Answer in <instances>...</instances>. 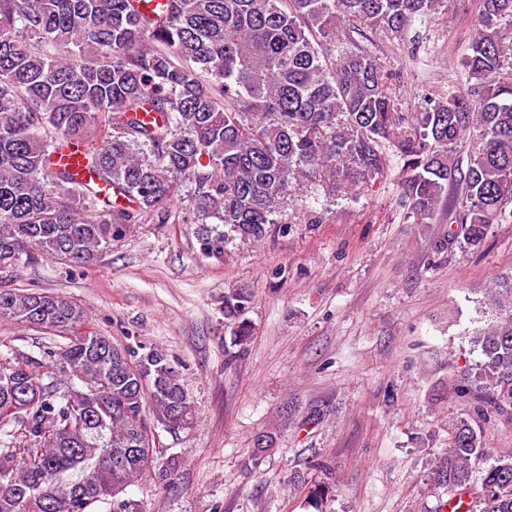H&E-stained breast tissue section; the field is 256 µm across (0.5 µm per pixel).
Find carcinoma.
Wrapping results in <instances>:
<instances>
[{"instance_id": "cac0c4a2", "label": "carcinoma", "mask_w": 512, "mask_h": 512, "mask_svg": "<svg viewBox=\"0 0 512 512\" xmlns=\"http://www.w3.org/2000/svg\"><path fill=\"white\" fill-rule=\"evenodd\" d=\"M463 0H0V279L38 258L94 264L148 218L197 225L200 251L224 258L229 234L260 244L291 192L336 195L395 165L417 224L448 208L439 251L480 247L512 223V0H474L466 81L398 111L389 74L358 45L361 26L398 41ZM72 143L80 168L54 159ZM470 151L462 165V149ZM249 296L224 297L233 343L252 338ZM469 334L494 408L512 407V273L480 300ZM60 333L44 359H0V512H141L126 489L175 486L179 462L155 427L188 429L196 405L167 354L120 344L59 293L0 289V322ZM488 409L448 420L430 485L469 498L467 512H512V451L491 452ZM254 434L249 458L276 448ZM492 457L481 483L472 476ZM297 482L321 512L336 492L324 464Z\"/></svg>"}]
</instances>
